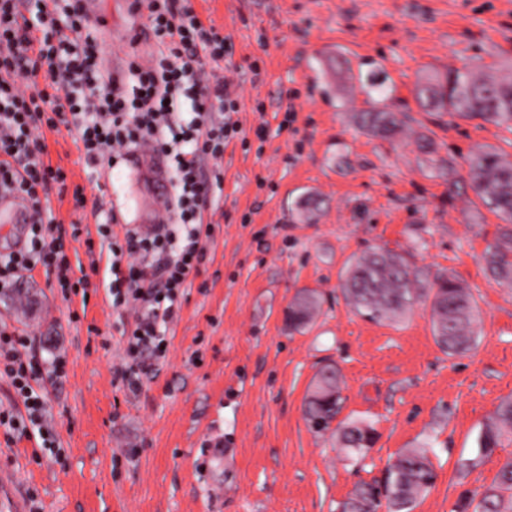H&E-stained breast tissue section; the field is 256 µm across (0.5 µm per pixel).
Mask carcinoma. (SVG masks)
<instances>
[{
    "label": "carcinoma",
    "instance_id": "1",
    "mask_svg": "<svg viewBox=\"0 0 512 512\" xmlns=\"http://www.w3.org/2000/svg\"><path fill=\"white\" fill-rule=\"evenodd\" d=\"M414 97L420 111L449 114L463 120L479 118L496 126L512 129V81L479 76L477 69L464 65L444 74L436 73L419 82ZM410 116L372 103L356 113L357 127L365 134L392 143ZM468 187L489 212L501 222L494 241L486 247L482 261L489 275L500 284L512 286V163L495 149H482L467 157ZM344 294L353 311L374 321L393 320L427 303L431 310L432 332L436 344L450 355L470 352L477 341L474 298L456 280L437 274L423 279L405 254L374 247L356 258L346 269ZM307 309L288 306V325L301 331L320 311L317 294H312ZM341 409V398L305 401L307 419L320 430L329 429ZM512 435V399L503 400L483 424L479 453L492 455ZM343 447L358 456L372 447L374 429L362 422L345 426ZM381 481L362 482L340 503L339 512H378L387 503L390 512H412L417 499L433 487L435 469L422 448L402 453L386 469ZM512 459L497 473L494 484L473 495L467 506L472 512H512Z\"/></svg>",
    "mask_w": 512,
    "mask_h": 512
}]
</instances>
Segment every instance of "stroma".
<instances>
[{
	"label": "stroma",
	"mask_w": 512,
	"mask_h": 512,
	"mask_svg": "<svg viewBox=\"0 0 512 512\" xmlns=\"http://www.w3.org/2000/svg\"><path fill=\"white\" fill-rule=\"evenodd\" d=\"M102 2L112 30L103 60L148 59L153 42H131L133 0ZM191 4L229 39L220 72L242 129L224 148L206 256L178 297L164 358L130 394L120 372L134 316L108 290V242L163 215L166 165L135 150L116 167H91L67 131L46 133L69 187L50 190V205L71 277L87 292L63 296L40 267L0 292V326L31 334L44 359L65 358L64 378L45 384L57 451L0 435V512H336L357 483L422 447L437 478L413 512H471L467 497L512 457L511 441L488 457L478 449L485 420L512 397V286L480 261L499 220L473 192L449 194L448 181L467 179L477 149L512 159V130L421 116L392 146L361 133L354 115L382 96L420 116L414 89L427 72L512 56V0ZM424 127L430 154L417 144ZM75 186L88 201L79 210ZM308 196L318 210L302 208ZM379 246L471 293L482 312L473 351L446 355L424 304L397 323L353 312L342 274ZM303 288L322 309L297 333L286 313ZM326 365L339 376V422L375 430L362 458L304 417Z\"/></svg>",
	"instance_id": "obj_1"
}]
</instances>
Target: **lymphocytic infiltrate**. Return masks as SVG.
Returning a JSON list of instances; mask_svg holds the SVG:
<instances>
[{
  "label": "lymphocytic infiltrate",
  "instance_id": "1",
  "mask_svg": "<svg viewBox=\"0 0 512 512\" xmlns=\"http://www.w3.org/2000/svg\"><path fill=\"white\" fill-rule=\"evenodd\" d=\"M31 16L17 0H0V193L25 199L31 210L24 245L0 255V288L19 274L43 267L68 287L70 264L61 252L55 218L39 190L72 191L75 208L85 205L82 188H68L61 166L46 161L42 128L76 132L87 164L116 166L131 148L146 146L171 162L169 215L148 232L125 231L111 243V288L136 311L127 340L129 361L122 380L139 392L165 347L164 330L177 319L179 291L206 256L210 234L204 214L218 204L224 146L237 138L233 114L239 102L214 65L224 57L225 38L177 0H140L159 50L132 61L125 80L106 78L97 65L100 41L83 0H30ZM212 167H205V160ZM62 358L43 366L29 334L0 329V374L25 408L0 410L6 435L39 437L55 446L46 415L44 374L60 377Z\"/></svg>",
  "mask_w": 512,
  "mask_h": 512
}]
</instances>
